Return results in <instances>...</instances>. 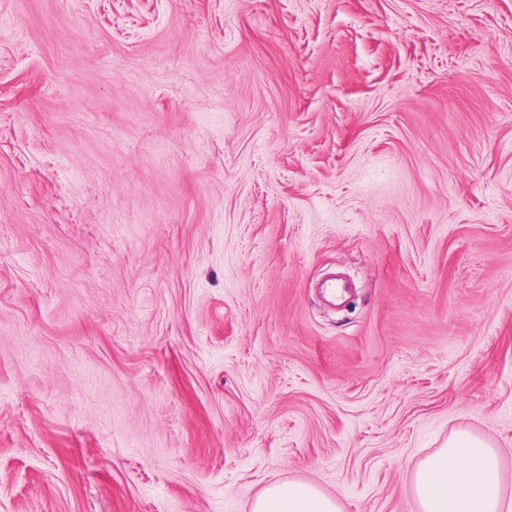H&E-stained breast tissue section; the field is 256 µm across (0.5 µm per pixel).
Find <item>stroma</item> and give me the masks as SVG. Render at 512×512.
Masks as SVG:
<instances>
[{
    "instance_id": "obj_1",
    "label": "stroma",
    "mask_w": 512,
    "mask_h": 512,
    "mask_svg": "<svg viewBox=\"0 0 512 512\" xmlns=\"http://www.w3.org/2000/svg\"><path fill=\"white\" fill-rule=\"evenodd\" d=\"M460 430L512 490V0H0V512H420ZM251 512H341L336 499L310 483H275L260 493Z\"/></svg>"
}]
</instances>
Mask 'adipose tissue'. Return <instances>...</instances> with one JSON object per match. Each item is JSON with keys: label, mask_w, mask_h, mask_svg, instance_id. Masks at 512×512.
Here are the masks:
<instances>
[{"label": "adipose tissue", "mask_w": 512, "mask_h": 512, "mask_svg": "<svg viewBox=\"0 0 512 512\" xmlns=\"http://www.w3.org/2000/svg\"><path fill=\"white\" fill-rule=\"evenodd\" d=\"M421 512H512L500 459L484 439L452 432L444 448L424 458L413 475ZM251 512H341L336 499L310 483H275Z\"/></svg>", "instance_id": "ef3b65f1"}]
</instances>
